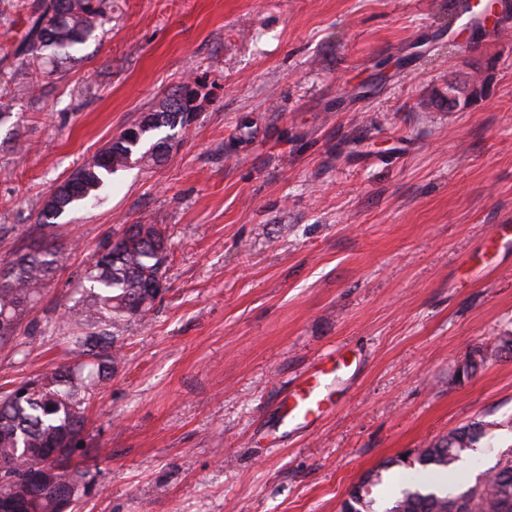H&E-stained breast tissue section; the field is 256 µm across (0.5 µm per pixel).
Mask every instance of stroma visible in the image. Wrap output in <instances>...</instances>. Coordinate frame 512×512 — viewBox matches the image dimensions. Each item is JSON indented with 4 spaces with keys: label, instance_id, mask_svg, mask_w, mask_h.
<instances>
[{
    "label": "stroma",
    "instance_id": "stroma-1",
    "mask_svg": "<svg viewBox=\"0 0 512 512\" xmlns=\"http://www.w3.org/2000/svg\"><path fill=\"white\" fill-rule=\"evenodd\" d=\"M463 2L112 0L75 61L29 66L41 93L11 83L0 266L45 242L70 258L0 348V387L68 362L60 325L107 240L159 224L171 245L162 300L121 325L87 411L76 512H339L379 467V499L437 481L386 461L476 420L450 483L512 452V248L489 238L512 224V17L478 32ZM27 17L0 5V70L19 68ZM472 81L449 109V83ZM188 83L204 100L169 155L40 228L57 184ZM333 350L326 413L282 422Z\"/></svg>",
    "mask_w": 512,
    "mask_h": 512
}]
</instances>
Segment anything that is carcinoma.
Returning <instances> with one entry per match:
<instances>
[{"label": "carcinoma", "mask_w": 512, "mask_h": 512, "mask_svg": "<svg viewBox=\"0 0 512 512\" xmlns=\"http://www.w3.org/2000/svg\"><path fill=\"white\" fill-rule=\"evenodd\" d=\"M7 5L31 9L30 28L16 50L36 60H62L102 27L112 0H9ZM198 90L181 98L175 94L159 110L125 129L99 152L101 159L72 175L78 197L39 210L38 221L50 227L65 212L92 204L113 174L143 158L155 161L167 154L175 135L154 139L169 128L187 133L198 120L193 104ZM168 240L156 224H131L97 252L82 274L81 289L67 322L69 352L80 359L60 365L26 384L0 392V508L12 512H67L89 483L90 471L71 466L81 447L85 410L94 389L108 380L121 346L112 330L132 318L143 317L160 295L155 285L165 279ZM64 262L62 249L39 245L19 252L0 271V347L19 334L24 318L34 309ZM486 434L478 421L448 434L414 459L424 468L452 471ZM51 469L50 483L31 484L33 473ZM340 512H512V453L472 486L413 484L387 500L354 487Z\"/></svg>", "instance_id": "obj_1"}]
</instances>
